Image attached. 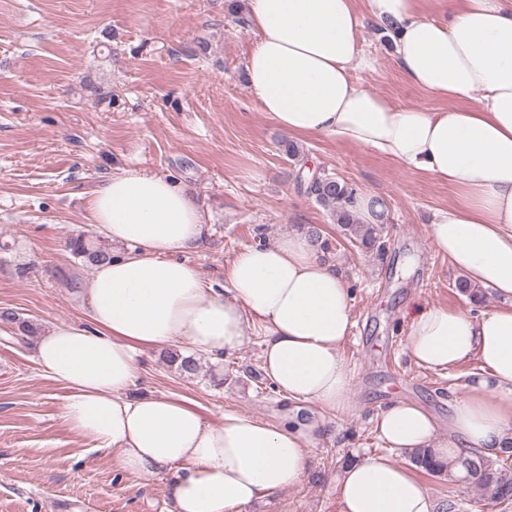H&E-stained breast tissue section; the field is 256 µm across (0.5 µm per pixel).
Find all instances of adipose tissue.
Returning <instances> with one entry per match:
<instances>
[{"label":"adipose tissue","mask_w":512,"mask_h":512,"mask_svg":"<svg viewBox=\"0 0 512 512\" xmlns=\"http://www.w3.org/2000/svg\"><path fill=\"white\" fill-rule=\"evenodd\" d=\"M248 0L257 39L246 58L250 92L288 135L327 136L454 189L429 228L438 252L500 306L471 314L417 308L406 347L414 362L449 370L477 361L447 433L421 407L380 410L385 446L431 449L441 461L499 456L512 446V0ZM385 25L407 80L448 108L401 105L354 81L371 67L358 43L364 15ZM113 245L83 281L85 326L51 325L34 343L42 371L63 384L64 421L131 473L170 476L173 512H244L300 483L315 424L266 423L234 412L207 421L184 402L130 397L141 347L180 342L218 359L263 335V370L289 399L346 413L352 373L340 349L353 325L350 289L305 233L244 248L207 284L179 252L204 247L190 190L139 168L113 175L88 202ZM342 512H436L411 468L385 457L346 465Z\"/></svg>","instance_id":"adipose-tissue-1"}]
</instances>
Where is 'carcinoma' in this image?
<instances>
[{
	"label": "carcinoma",
	"mask_w": 512,
	"mask_h": 512,
	"mask_svg": "<svg viewBox=\"0 0 512 512\" xmlns=\"http://www.w3.org/2000/svg\"><path fill=\"white\" fill-rule=\"evenodd\" d=\"M308 192L318 204L327 210L331 220L338 227V232L347 240H356L366 248L383 249L381 245L382 223L386 205L377 198H371V213L375 223L365 224L353 210L356 190L347 182L331 175L315 177L309 183ZM305 232L311 241L319 247L322 254H330L339 240L329 238L321 227L309 225ZM70 250L81 266L90 267L112 259V247L101 241L88 240L79 235L70 240ZM0 321L6 324H18L21 333L30 335L34 332L32 324L19 320L17 313L0 310ZM167 364L181 374L193 375L198 369L197 360L176 351L168 353ZM411 463L423 472L439 476L448 468L433 460L432 451L420 449L409 456ZM463 474H471V483L482 495L498 504H512V470L497 467L487 459L476 456L460 463Z\"/></svg>",
	"instance_id": "obj_1"
}]
</instances>
